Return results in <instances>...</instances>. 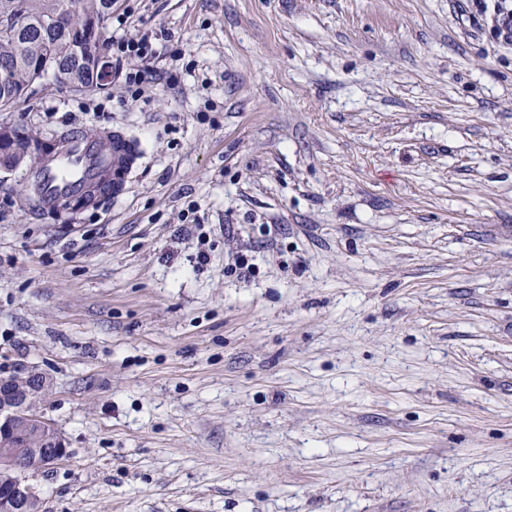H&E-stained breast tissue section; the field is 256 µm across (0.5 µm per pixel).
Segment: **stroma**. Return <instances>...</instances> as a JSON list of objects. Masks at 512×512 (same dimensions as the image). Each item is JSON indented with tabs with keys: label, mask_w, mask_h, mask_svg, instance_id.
<instances>
[{
	"label": "stroma",
	"mask_w": 512,
	"mask_h": 512,
	"mask_svg": "<svg viewBox=\"0 0 512 512\" xmlns=\"http://www.w3.org/2000/svg\"><path fill=\"white\" fill-rule=\"evenodd\" d=\"M148 79L45 76L124 190L0 172V377L69 454L43 512H512V43L465 0H120ZM207 261H200L199 253ZM255 271L241 278L236 254ZM112 130H102L94 124L67 128L56 135L58 147L54 153L35 160L28 175L29 186L35 185V200L29 199L36 212L54 211L62 199L83 193L97 181L105 169H112V193L118 192L132 162V147L121 161L112 162V139L122 138ZM129 143V142H128ZM70 197L57 215L75 213L87 208L100 197L98 191L88 196Z\"/></svg>",
	"instance_id": "stroma-1"
}]
</instances>
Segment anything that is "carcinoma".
Masks as SVG:
<instances>
[{
    "mask_svg": "<svg viewBox=\"0 0 512 512\" xmlns=\"http://www.w3.org/2000/svg\"><path fill=\"white\" fill-rule=\"evenodd\" d=\"M118 0H0V24L15 18L23 29L15 35L0 32V110L18 104L42 79L37 67L49 60L71 72L77 87L97 85L95 62L102 59L108 40L106 22ZM88 18L100 23L94 48L77 38L75 28Z\"/></svg>",
    "mask_w": 512,
    "mask_h": 512,
    "instance_id": "obj_1",
    "label": "carcinoma"
}]
</instances>
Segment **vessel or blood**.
<instances>
[{"instance_id": "b4317fda", "label": "vessel or blood", "mask_w": 512, "mask_h": 512, "mask_svg": "<svg viewBox=\"0 0 512 512\" xmlns=\"http://www.w3.org/2000/svg\"><path fill=\"white\" fill-rule=\"evenodd\" d=\"M116 133L93 124L67 128L57 134L54 153L35 160L28 175L35 185L36 212L56 210L62 199L83 193L112 166V140Z\"/></svg>"}]
</instances>
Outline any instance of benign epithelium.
Listing matches in <instances>:
<instances>
[{
	"label": "benign epithelium",
	"mask_w": 512,
	"mask_h": 512,
	"mask_svg": "<svg viewBox=\"0 0 512 512\" xmlns=\"http://www.w3.org/2000/svg\"><path fill=\"white\" fill-rule=\"evenodd\" d=\"M49 141L33 136L16 125H0V169L11 170L26 159L51 151ZM133 152L112 163V192H118L132 162ZM100 197L92 191L66 202L58 214L75 213ZM46 379L36 373L24 380L0 379V468H12L15 455L24 451L36 461V467L49 469L67 455L66 442L47 420L37 414L36 406L47 391ZM37 498L35 487L26 477H19L7 489H0V512H29Z\"/></svg>",
	"instance_id": "7a95c632"
}]
</instances>
